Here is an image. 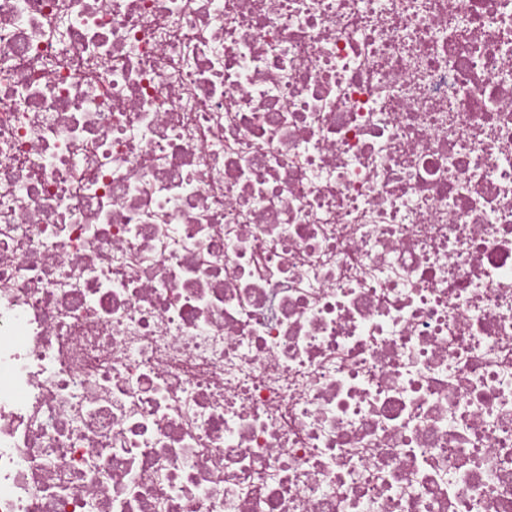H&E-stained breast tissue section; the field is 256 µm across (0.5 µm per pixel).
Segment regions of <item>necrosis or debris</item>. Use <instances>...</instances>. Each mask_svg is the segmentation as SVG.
<instances>
[{
  "mask_svg": "<svg viewBox=\"0 0 512 512\" xmlns=\"http://www.w3.org/2000/svg\"><path fill=\"white\" fill-rule=\"evenodd\" d=\"M0 512H512V0H0Z\"/></svg>",
  "mask_w": 512,
  "mask_h": 512,
  "instance_id": "4bbe7bcc",
  "label": "necrosis or debris"
}]
</instances>
